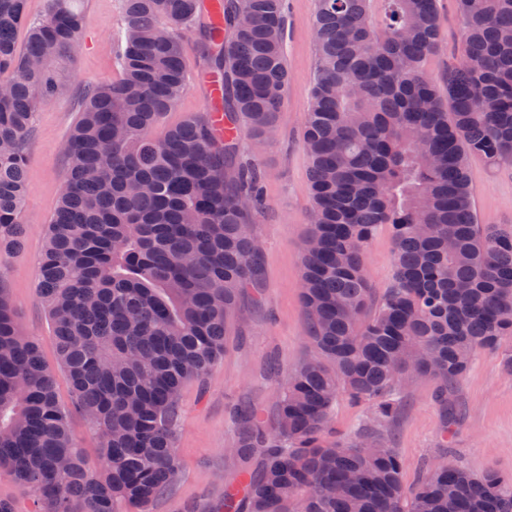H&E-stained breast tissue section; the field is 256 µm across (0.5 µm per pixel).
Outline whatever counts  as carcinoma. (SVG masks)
<instances>
[{
	"instance_id": "1",
	"label": "carcinoma",
	"mask_w": 512,
	"mask_h": 512,
	"mask_svg": "<svg viewBox=\"0 0 512 512\" xmlns=\"http://www.w3.org/2000/svg\"><path fill=\"white\" fill-rule=\"evenodd\" d=\"M219 2L216 21L204 0H123L121 77L85 91L38 267L60 373L0 287V474L36 512H150L181 470V387L223 356L224 313L259 281L260 169L234 167V133L216 138L205 115L156 134L187 89L194 29L224 121L243 117L260 143L276 128L285 0ZM316 2L301 296L318 358L287 375L274 426L235 408V456L259 464L220 510L512 512V474L440 461L406 486L383 433L406 379L433 380L446 405L475 355L512 339V225L479 223L466 168L471 155L512 168V0H454L463 58L438 84L425 70L443 43L437 0ZM81 25L74 0H47L35 20L25 0H0V252L22 244L33 116ZM383 224L394 272L377 298L363 255ZM342 396L370 411L352 437L331 435ZM73 410L99 434L96 466Z\"/></svg>"
}]
</instances>
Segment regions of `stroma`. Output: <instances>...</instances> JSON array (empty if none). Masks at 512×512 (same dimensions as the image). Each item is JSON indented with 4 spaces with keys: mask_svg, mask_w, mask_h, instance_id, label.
Returning a JSON list of instances; mask_svg holds the SVG:
<instances>
[{
    "mask_svg": "<svg viewBox=\"0 0 512 512\" xmlns=\"http://www.w3.org/2000/svg\"><path fill=\"white\" fill-rule=\"evenodd\" d=\"M287 3L288 90L275 136L260 145L243 126L237 138L238 160L257 164L263 173L264 208L250 225L261 254L260 284L244 289L236 309L226 316L223 358L205 380L187 382L182 388L176 450L183 468L151 512H215L225 490L238 482L243 466L229 452L237 439L233 408L251 406L266 423H273L280 385L292 369L315 355L306 339L300 254L312 205L303 125L316 63V0ZM78 7L83 16L81 51L73 61L57 65L63 90L38 105L28 140L24 243L0 254V286L7 288L23 331L39 343L52 368L57 360L37 289V268L67 170L62 145L79 115L82 90L120 76L122 0H80ZM438 22L445 46L426 62L428 76L436 81L461 50L454 0H438ZM183 53L188 86L176 108L165 115L166 128L207 108L197 34L185 35ZM468 172L479 222L512 224V169L492 166L474 155ZM364 263L373 288H388L394 254L387 228H379L368 244ZM510 354L512 341L478 353L450 396L455 411L451 423L435 398L432 381L419 377L403 386L398 414L384 433L403 461L406 481L440 459L477 472L512 474V375L502 369Z\"/></svg>",
    "mask_w": 512,
    "mask_h": 512,
    "instance_id": "stroma-1",
    "label": "stroma"
}]
</instances>
